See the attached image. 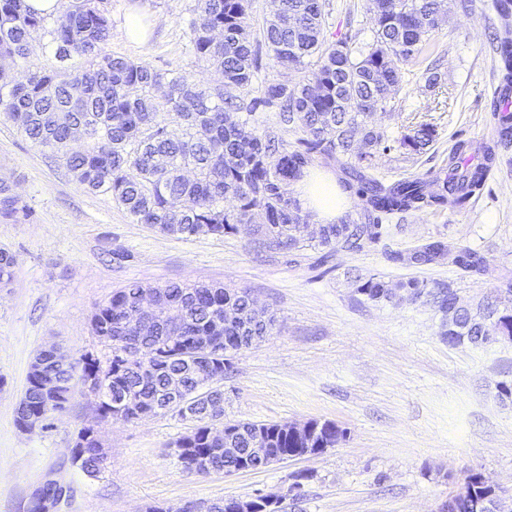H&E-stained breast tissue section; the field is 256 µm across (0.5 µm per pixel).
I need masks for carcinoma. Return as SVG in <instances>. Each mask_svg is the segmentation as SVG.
Instances as JSON below:
<instances>
[{"label":"carcinoma","instance_id":"1","mask_svg":"<svg viewBox=\"0 0 512 512\" xmlns=\"http://www.w3.org/2000/svg\"><path fill=\"white\" fill-rule=\"evenodd\" d=\"M63 18L39 15L26 0H0V112L35 146L51 151L88 191L110 197L132 221L171 237H224L250 224L260 247L294 250L317 241L330 250L361 251L378 243L383 221L396 214L468 207L483 194L496 163L497 147L512 144V117L498 120L494 146L456 141L448 155V174L407 177L386 183L377 175L376 159L393 149L386 129L372 122L387 112L402 85L401 64L421 54L438 27L443 0H370L374 37L352 44L346 37L327 38V0H276L259 32L248 21L252 0H195L186 20L189 48L215 73L205 84L181 69L160 70L104 51L112 20L109 0H65ZM55 60L44 67L33 58V42ZM266 53L287 71H304L301 82L259 78ZM81 59L76 69L71 61ZM256 95L244 98L251 92ZM274 112L278 127L260 121ZM293 139H288V133ZM437 129L420 123L404 134L399 148L410 156L433 147ZM320 159H334L345 172L343 187L362 205L355 220L347 213L323 224L318 236L304 235L312 217L290 187ZM28 207L5 179H0V219L18 222ZM400 263L448 262L461 277L481 275L487 257L468 244L428 241L408 253L394 252ZM17 258L0 248V288L14 276ZM359 294L380 303L396 298L429 297L443 316L454 306L452 285L433 287L409 279L392 283L376 275L357 277ZM149 293L181 313V321L156 316L138 323L124 314ZM246 290L191 283L143 285L132 282L116 291L92 317V329L111 354L101 360L87 352L60 363L38 356L40 370L28 373L15 411L19 424L53 402L65 410L71 382L92 377L103 392L102 420H137L165 403L169 376H180L193 392L200 373L219 374L233 367L222 353L224 338L257 340L268 335L274 319L256 313ZM227 309L233 322L216 333L207 323L214 310ZM512 344V306L487 297L473 313L459 314L456 329L443 336L462 338L475 347L489 332ZM189 336H210L221 353L194 357L186 351ZM144 348L146 359L130 362L120 345ZM211 420L196 418L195 430L177 441L176 455L189 475L232 469L246 452L250 427L229 448L208 440ZM277 452L296 453L297 442L273 424H262ZM80 428L73 444L82 454L81 471L100 472L104 457L98 441ZM464 491L492 497L495 490L482 475L469 473Z\"/></svg>","mask_w":512,"mask_h":512}]
</instances>
